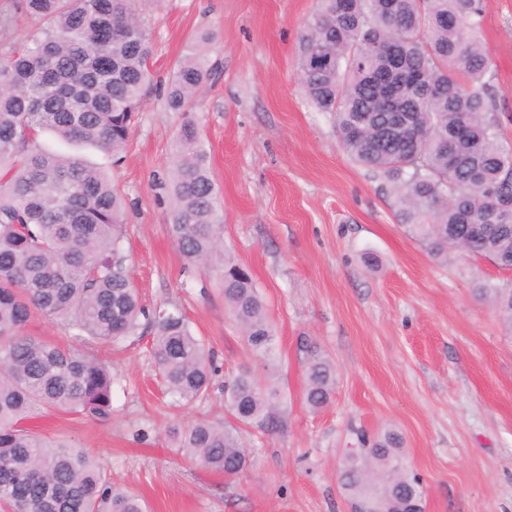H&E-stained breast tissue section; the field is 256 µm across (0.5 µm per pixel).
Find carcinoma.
Returning <instances> with one entry per match:
<instances>
[{"mask_svg": "<svg viewBox=\"0 0 512 512\" xmlns=\"http://www.w3.org/2000/svg\"><path fill=\"white\" fill-rule=\"evenodd\" d=\"M18 15L35 30L0 45V512H145L88 450L51 441L32 422L52 412L112 418V364L93 345L150 337V362L174 406L209 397L221 371L181 310L140 301L110 175L40 144L48 131L118 157L152 77L154 45L135 0H12L3 27ZM482 21V0H318L297 66L346 153L390 185L399 223L432 258L463 251L512 270V145L500 133ZM394 47L422 75L423 97L373 81ZM317 58L331 63L317 67ZM214 71L194 39L163 92L179 117L170 232L190 264L219 272L226 308L267 359L277 336L251 273L224 252V217L193 116ZM394 116L404 129L388 128ZM494 301L511 336L512 281L494 289ZM36 313L60 322L77 346L31 335ZM335 373L325 355L308 360L309 407L330 401ZM278 397L272 379L239 370L224 381L229 418L193 420L176 434L180 448L214 473L243 472L252 466L243 431L276 432ZM360 442L339 474L354 512H424L400 434Z\"/></svg>", "mask_w": 512, "mask_h": 512, "instance_id": "cac0c4a2", "label": "carcinoma"}]
</instances>
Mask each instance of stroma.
<instances>
[{"mask_svg":"<svg viewBox=\"0 0 512 512\" xmlns=\"http://www.w3.org/2000/svg\"><path fill=\"white\" fill-rule=\"evenodd\" d=\"M481 38L502 133L512 142V0H483ZM155 45L151 83L118 166L127 200L124 252L146 306L175 304L224 373L272 370L284 427L248 436L254 467L227 477L186 456L172 435L196 417L224 419L216 400L169 409L145 344L102 345L114 373L112 417L38 420L45 436L91 449L113 484L148 512H351L337 471L359 434L398 429L421 479L424 512H512V339L492 290L512 272L487 259L434 260L396 220L389 185L344 152L328 113L297 72L317 0H137ZM209 35L217 73L194 116L224 214V247L248 266L278 336L272 364L255 357L224 307L217 274L172 242L178 118L166 83L188 39ZM336 365L330 403L304 399L309 346ZM146 440H138V430Z\"/></svg>","mask_w":512,"mask_h":512,"instance_id":"35a3bbf8","label":"stroma"}]
</instances>
